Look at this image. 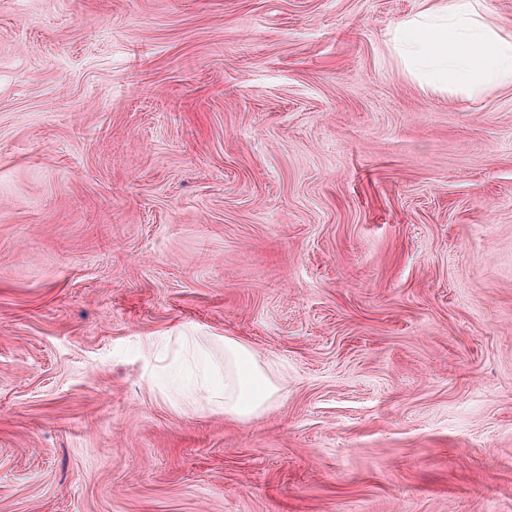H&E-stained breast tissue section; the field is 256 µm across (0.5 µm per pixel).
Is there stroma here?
Segmentation results:
<instances>
[{
	"label": "stroma",
	"mask_w": 512,
	"mask_h": 512,
	"mask_svg": "<svg viewBox=\"0 0 512 512\" xmlns=\"http://www.w3.org/2000/svg\"><path fill=\"white\" fill-rule=\"evenodd\" d=\"M424 6L0 0V512H512V81L423 92ZM194 361L196 384L180 405L185 412L210 409L237 420L264 413L279 391L275 364L261 360L238 340L224 336V383L220 344L208 336H171Z\"/></svg>",
	"instance_id": "obj_1"
}]
</instances>
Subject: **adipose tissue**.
Here are the masks:
<instances>
[{"label":"adipose tissue","instance_id":"obj_1","mask_svg":"<svg viewBox=\"0 0 512 512\" xmlns=\"http://www.w3.org/2000/svg\"><path fill=\"white\" fill-rule=\"evenodd\" d=\"M387 43L419 85L434 92L473 94L512 78V37L485 22L479 0L422 9L391 29ZM176 342L196 368L184 411L207 408L248 420L272 403L277 368L250 347L229 336L220 343L206 336Z\"/></svg>","mask_w":512,"mask_h":512}]
</instances>
